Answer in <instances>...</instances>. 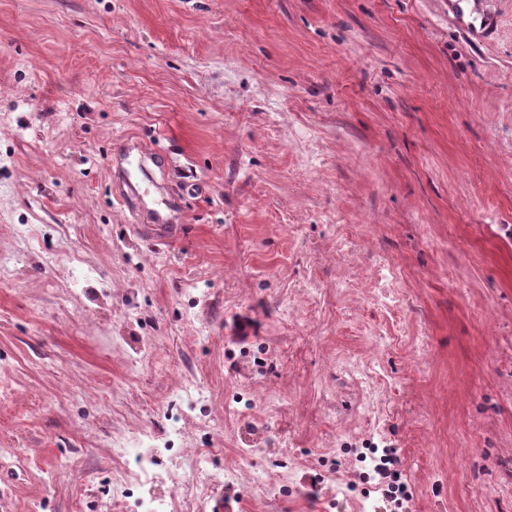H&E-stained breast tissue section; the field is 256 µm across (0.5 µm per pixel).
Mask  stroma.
I'll return each instance as SVG.
<instances>
[{
  "mask_svg": "<svg viewBox=\"0 0 512 512\" xmlns=\"http://www.w3.org/2000/svg\"><path fill=\"white\" fill-rule=\"evenodd\" d=\"M118 139L161 150L178 241L137 233ZM15 254L0 512H114L141 431L158 474H262L258 420L283 487L215 512H512V0H0ZM152 439L145 434H139L131 438H123L112 444L116 457L122 459L127 469L117 471L112 478V497L115 506L127 509L129 499L134 496V489L144 488L149 481H142L148 477L151 471L145 464L146 458L142 448L149 445ZM129 458L139 459L137 468L129 466Z\"/></svg>",
  "mask_w": 512,
  "mask_h": 512,
  "instance_id": "stroma-1",
  "label": "stroma"
}]
</instances>
